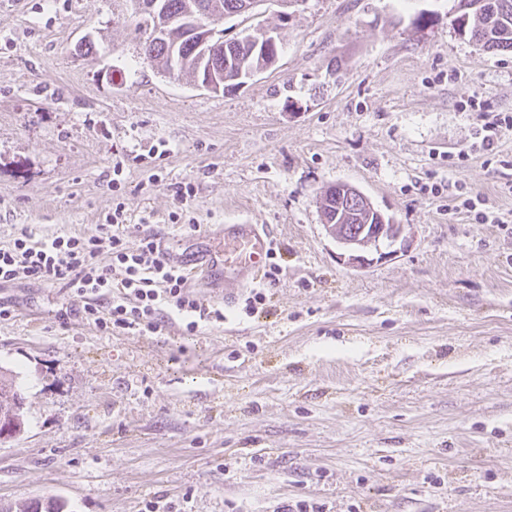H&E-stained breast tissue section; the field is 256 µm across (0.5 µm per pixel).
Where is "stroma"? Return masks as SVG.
<instances>
[{"label": "stroma", "mask_w": 512, "mask_h": 512, "mask_svg": "<svg viewBox=\"0 0 512 512\" xmlns=\"http://www.w3.org/2000/svg\"><path fill=\"white\" fill-rule=\"evenodd\" d=\"M451 6L260 0L224 35L271 30L283 53L212 93L144 59L130 0H0V247L94 235L119 206L128 249L266 224L279 267L263 309L194 336L107 332L59 289L1 286L26 426L0 440V512H512V231L449 191L512 212V131L470 149L480 113H512V53L458 35ZM340 182L403 225L395 256L340 260L320 211Z\"/></svg>", "instance_id": "35a3bbf8"}]
</instances>
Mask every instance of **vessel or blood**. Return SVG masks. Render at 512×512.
Listing matches in <instances>:
<instances>
[{"label": "vessel or blood", "instance_id": "1", "mask_svg": "<svg viewBox=\"0 0 512 512\" xmlns=\"http://www.w3.org/2000/svg\"><path fill=\"white\" fill-rule=\"evenodd\" d=\"M217 243L186 259L183 269L188 276L209 280L216 296L225 306H233L239 290L250 287L273 245V235L265 224L218 225Z\"/></svg>", "mask_w": 512, "mask_h": 512}]
</instances>
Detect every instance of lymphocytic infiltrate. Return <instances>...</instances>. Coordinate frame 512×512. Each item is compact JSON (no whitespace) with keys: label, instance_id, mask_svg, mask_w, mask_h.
<instances>
[{"label":"lymphocytic infiltrate","instance_id":"obj_1","mask_svg":"<svg viewBox=\"0 0 512 512\" xmlns=\"http://www.w3.org/2000/svg\"><path fill=\"white\" fill-rule=\"evenodd\" d=\"M128 231L118 207L94 236L65 234L38 242L20 233L10 247L0 248V285L24 275L65 290L106 330L160 332L168 309L181 317L187 336L200 324L223 321V310L187 292L183 269L170 264L155 237L143 236L131 251L124 245Z\"/></svg>","mask_w":512,"mask_h":512}]
</instances>
